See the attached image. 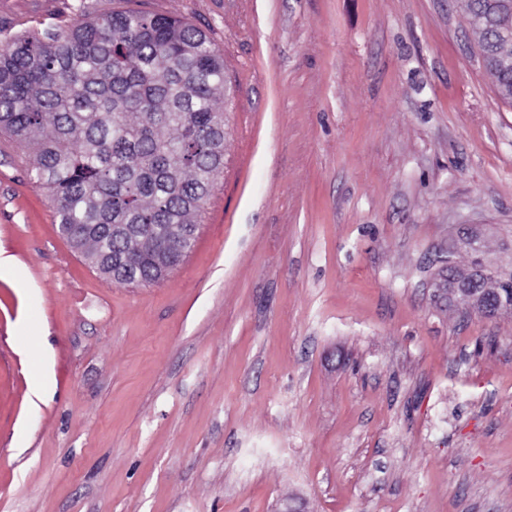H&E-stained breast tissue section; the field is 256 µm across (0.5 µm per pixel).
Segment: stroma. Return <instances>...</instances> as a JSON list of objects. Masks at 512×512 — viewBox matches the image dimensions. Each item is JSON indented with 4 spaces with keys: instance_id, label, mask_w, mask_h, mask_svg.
Returning a JSON list of instances; mask_svg holds the SVG:
<instances>
[{
    "instance_id": "stroma-1",
    "label": "stroma",
    "mask_w": 512,
    "mask_h": 512,
    "mask_svg": "<svg viewBox=\"0 0 512 512\" xmlns=\"http://www.w3.org/2000/svg\"><path fill=\"white\" fill-rule=\"evenodd\" d=\"M181 17L224 55V170L161 283L101 276L0 135V512H512V104L463 0H0V41ZM43 373L41 401L31 366ZM490 281L484 276H470L462 282H455L453 288L462 294L454 304L465 313H477L488 319H494L505 312V308L497 301L494 288H488Z\"/></svg>"
}]
</instances>
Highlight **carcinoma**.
<instances>
[{"label": "carcinoma", "instance_id": "1", "mask_svg": "<svg viewBox=\"0 0 512 512\" xmlns=\"http://www.w3.org/2000/svg\"><path fill=\"white\" fill-rule=\"evenodd\" d=\"M478 47L512 57V3L466 0ZM512 102V72L491 76ZM224 55L196 25L135 10L33 28L0 44V132L29 146L71 246L144 286L187 256L224 169ZM139 224L112 257L113 231Z\"/></svg>", "mask_w": 512, "mask_h": 512}]
</instances>
